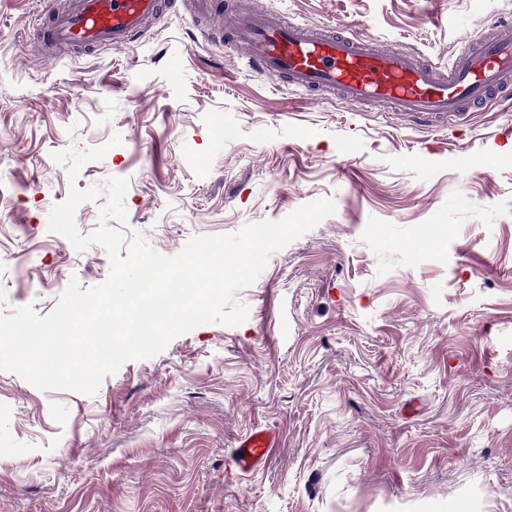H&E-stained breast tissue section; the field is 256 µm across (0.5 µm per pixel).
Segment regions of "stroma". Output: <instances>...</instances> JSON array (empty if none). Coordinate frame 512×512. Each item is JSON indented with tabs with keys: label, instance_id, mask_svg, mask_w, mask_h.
<instances>
[{
	"label": "stroma",
	"instance_id": "obj_1",
	"mask_svg": "<svg viewBox=\"0 0 512 512\" xmlns=\"http://www.w3.org/2000/svg\"><path fill=\"white\" fill-rule=\"evenodd\" d=\"M439 66L512 0H251ZM44 0H0V290L46 315L104 247L48 229L71 187L127 179L166 256L331 198L205 324L93 395L0 371V512H512V99L433 128L250 70L189 0L119 49H42ZM179 80H171V70ZM106 147L77 177L54 152ZM279 440L256 472L232 450ZM276 447L277 437L274 433L265 430L250 432L235 449L233 465L241 473L254 471Z\"/></svg>",
	"mask_w": 512,
	"mask_h": 512
}]
</instances>
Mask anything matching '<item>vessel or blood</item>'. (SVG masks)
I'll return each mask as SVG.
<instances>
[{
    "label": "vessel or blood",
    "instance_id": "vessel-or-blood-1",
    "mask_svg": "<svg viewBox=\"0 0 512 512\" xmlns=\"http://www.w3.org/2000/svg\"><path fill=\"white\" fill-rule=\"evenodd\" d=\"M56 43L123 47L154 18L159 0H49ZM224 35L247 50L248 65L288 85L377 105L432 126L457 122L489 100L512 96V21L492 23L447 69L413 51L381 50L354 30L294 24L270 14L227 12ZM277 446L274 433L246 434L233 456L256 470Z\"/></svg>",
    "mask_w": 512,
    "mask_h": 512
}]
</instances>
